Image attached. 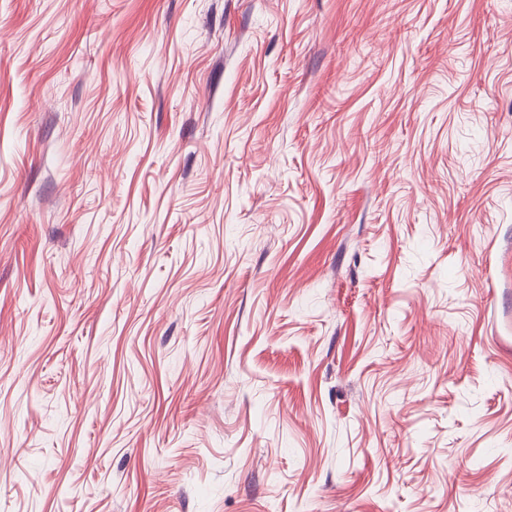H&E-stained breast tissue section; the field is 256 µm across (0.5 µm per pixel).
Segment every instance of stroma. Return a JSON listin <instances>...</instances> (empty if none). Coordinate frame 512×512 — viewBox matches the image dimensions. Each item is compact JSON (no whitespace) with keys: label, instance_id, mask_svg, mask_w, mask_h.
<instances>
[{"label":"stroma","instance_id":"1","mask_svg":"<svg viewBox=\"0 0 512 512\" xmlns=\"http://www.w3.org/2000/svg\"><path fill=\"white\" fill-rule=\"evenodd\" d=\"M0 512H512V0H0Z\"/></svg>","mask_w":512,"mask_h":512}]
</instances>
